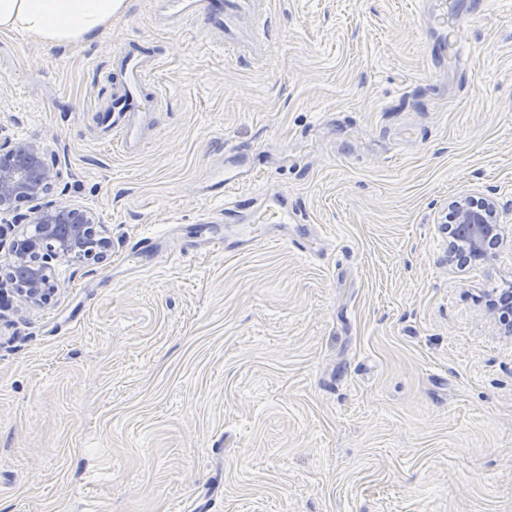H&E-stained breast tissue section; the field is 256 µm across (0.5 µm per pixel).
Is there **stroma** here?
<instances>
[{
  "instance_id": "35a3bbf8",
  "label": "stroma",
  "mask_w": 512,
  "mask_h": 512,
  "mask_svg": "<svg viewBox=\"0 0 512 512\" xmlns=\"http://www.w3.org/2000/svg\"><path fill=\"white\" fill-rule=\"evenodd\" d=\"M262 67L128 0L89 45L0 32V130L44 142L52 196L112 236L0 314V512H512V335L487 310L512 250L449 261L448 203L492 197L512 239V0L423 41L417 0H272ZM169 97L134 158L95 136L122 44ZM241 144L325 234L314 260L183 249ZM178 224L157 265L131 242Z\"/></svg>"
}]
</instances>
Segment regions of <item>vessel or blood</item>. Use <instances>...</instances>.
Masks as SVG:
<instances>
[{"label": "vessel or blood", "instance_id": "obj_1", "mask_svg": "<svg viewBox=\"0 0 512 512\" xmlns=\"http://www.w3.org/2000/svg\"><path fill=\"white\" fill-rule=\"evenodd\" d=\"M269 0H149L155 23L170 29L190 20L201 21L203 33L220 49L247 50L255 62H263L272 40ZM427 9L424 37L438 35L444 55L464 57L472 48L460 25L459 0H435ZM159 55L145 41L117 48L112 56V73L117 87L109 101L95 114L103 140L112 142L128 155L140 154L157 132V114L164 98L155 81ZM261 169L253 154L233 148L224 161L212 168L206 179V196L224 204L221 223L204 220L193 236L191 247L233 252H254L269 245L288 244L304 256H314L317 242L303 234L288 236L286 228L296 223L298 210L284 194H253L252 183ZM162 252L160 235L140 236L128 259L136 268H152Z\"/></svg>", "mask_w": 512, "mask_h": 512}]
</instances>
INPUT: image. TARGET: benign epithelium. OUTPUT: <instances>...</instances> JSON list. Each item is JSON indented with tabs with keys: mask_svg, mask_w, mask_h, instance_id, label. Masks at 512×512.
Masks as SVG:
<instances>
[{
	"mask_svg": "<svg viewBox=\"0 0 512 512\" xmlns=\"http://www.w3.org/2000/svg\"><path fill=\"white\" fill-rule=\"evenodd\" d=\"M61 174L55 157L43 143L0 133V247L15 224H29L30 233L11 241L10 263L0 275V309L11 299L33 306L44 304L57 288L52 262L73 265L97 261L111 246L104 224L91 210L49 200L22 211L23 205L44 198ZM448 233L454 248L476 262L487 259L504 242V229L493 200L461 196L448 204ZM491 311H506L503 330L512 335V289L490 303Z\"/></svg>",
	"mask_w": 512,
	"mask_h": 512,
	"instance_id": "7a95c632",
	"label": "benign epithelium"
}]
</instances>
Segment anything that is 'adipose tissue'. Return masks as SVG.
<instances>
[{
  "label": "adipose tissue",
  "instance_id": "1",
  "mask_svg": "<svg viewBox=\"0 0 512 512\" xmlns=\"http://www.w3.org/2000/svg\"><path fill=\"white\" fill-rule=\"evenodd\" d=\"M124 7L125 0H0V30L76 46L92 42Z\"/></svg>",
  "mask_w": 512,
  "mask_h": 512
}]
</instances>
